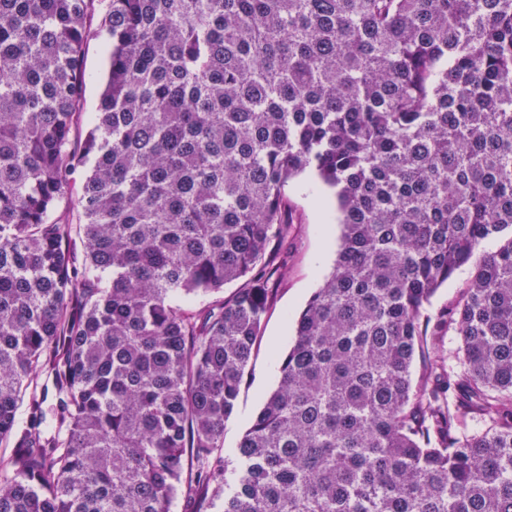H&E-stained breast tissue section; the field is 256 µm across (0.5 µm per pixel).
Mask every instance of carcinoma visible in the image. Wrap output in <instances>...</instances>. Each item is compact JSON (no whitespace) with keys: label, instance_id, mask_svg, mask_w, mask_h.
Segmentation results:
<instances>
[{"label":"carcinoma","instance_id":"carcinoma-1","mask_svg":"<svg viewBox=\"0 0 512 512\" xmlns=\"http://www.w3.org/2000/svg\"><path fill=\"white\" fill-rule=\"evenodd\" d=\"M100 4L0 0V512H512V0H108L76 149ZM305 172L340 249L228 469ZM107 36L101 34L91 38L87 44L85 70L87 75L83 118L71 133L72 142L83 141L92 126L95 113L98 111L100 95L109 65L106 52ZM499 246L497 239H488L482 242L476 251L472 261L459 269L447 283L443 284L431 297L425 307V315L431 318L433 324L440 314L452 303L458 300L468 287L472 268L486 252L494 251ZM459 339L452 332H447L441 338L440 341L436 342L434 346L430 347L431 354L434 352L438 354L444 361L447 367H456L458 365V349ZM48 385L49 392L45 402L42 404L43 413H44V426L45 428L52 434H59L60 438H63L65 435L64 428L59 427V423L55 417L54 407V399L52 396V388H51V380L48 379L45 373H39L35 375L31 382L29 383V387L26 391L23 402L20 404L17 416L18 421L21 425L25 424L27 416H28V407L32 394L36 392L39 396L42 393L45 385Z\"/></svg>","mask_w":512,"mask_h":512}]
</instances>
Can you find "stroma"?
Segmentation results:
<instances>
[{
	"label": "stroma",
	"mask_w": 512,
	"mask_h": 512,
	"mask_svg": "<svg viewBox=\"0 0 512 512\" xmlns=\"http://www.w3.org/2000/svg\"><path fill=\"white\" fill-rule=\"evenodd\" d=\"M106 35L91 38L87 44V75L83 118L71 134L72 141L84 140L98 110L109 65ZM286 204L292 224L288 246L280 259L285 275L280 278L264 319L262 337L249 364V375L232 415L224 424L221 455L233 461L239 442L261 410L279 378V359L294 340L293 321L310 295L332 272L339 247L338 223L333 192L316 177L304 174L286 190Z\"/></svg>",
	"instance_id": "1"
}]
</instances>
